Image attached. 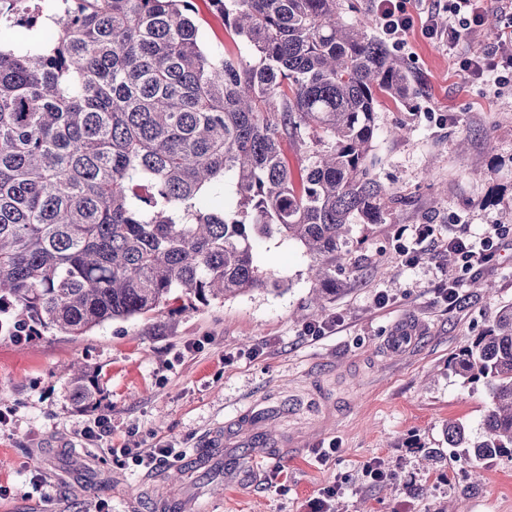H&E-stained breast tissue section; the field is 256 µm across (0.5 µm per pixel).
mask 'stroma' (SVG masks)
I'll list each match as a JSON object with an SVG mask.
<instances>
[{"label":"stroma","instance_id":"35a3bbf8","mask_svg":"<svg viewBox=\"0 0 512 512\" xmlns=\"http://www.w3.org/2000/svg\"><path fill=\"white\" fill-rule=\"evenodd\" d=\"M195 7L205 48L245 52L208 0ZM389 53L415 92L380 99L372 173L398 201L383 223L354 225L330 302L313 306L303 248L274 237L259 258L279 289L181 299L176 314L115 320L77 339L45 332L20 344L0 333V512H148L159 495L183 512H309L317 497L331 512H512V455L475 473L444 434L451 420L482 434L488 390L462 386L448 364L512 303V83L494 90L466 78L417 29ZM397 124L404 134L390 136ZM490 196L499 205H486ZM426 224L433 236L417 241ZM490 224L501 235L487 267L449 261V237ZM451 275L464 282L452 303L441 293ZM475 279L485 288H471ZM310 319L336 326L311 337ZM407 323L414 340L389 347ZM75 361L108 407L112 430L94 441L83 432L95 412L69 398ZM249 410L267 415L266 434L222 448L203 469L171 458L147 470L117 453L172 443L192 455ZM288 435L297 447H273ZM370 463L383 479L367 474Z\"/></svg>","mask_w":512,"mask_h":512}]
</instances>
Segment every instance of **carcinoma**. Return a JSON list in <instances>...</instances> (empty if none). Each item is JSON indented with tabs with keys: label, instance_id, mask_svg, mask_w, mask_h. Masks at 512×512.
<instances>
[{
	"label": "carcinoma",
	"instance_id": "cac0c4a2",
	"mask_svg": "<svg viewBox=\"0 0 512 512\" xmlns=\"http://www.w3.org/2000/svg\"><path fill=\"white\" fill-rule=\"evenodd\" d=\"M210 4L250 59L203 47L194 0H0V26L55 28L0 45V332L76 338L177 290L207 304L277 287L256 251L274 235L305 249L321 308L351 226L384 220L375 107L412 87L373 20L344 21L340 0ZM452 370L489 388L481 437L445 426L477 470L512 448V304ZM68 384L104 409L84 367Z\"/></svg>",
	"mask_w": 512,
	"mask_h": 512
}]
</instances>
